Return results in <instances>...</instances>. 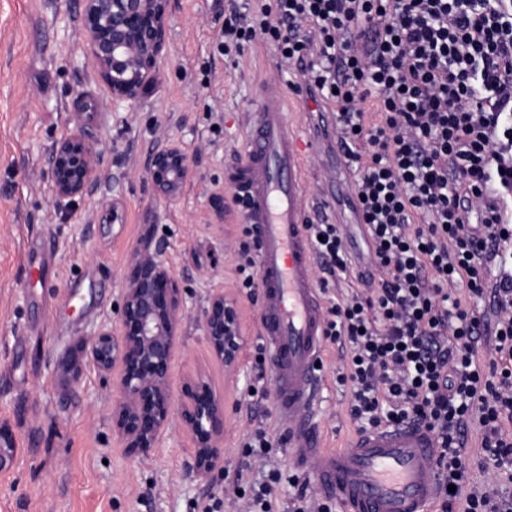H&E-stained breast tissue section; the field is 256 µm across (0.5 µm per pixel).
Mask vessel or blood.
Instances as JSON below:
<instances>
[{"mask_svg": "<svg viewBox=\"0 0 512 512\" xmlns=\"http://www.w3.org/2000/svg\"><path fill=\"white\" fill-rule=\"evenodd\" d=\"M333 124L332 114H323L319 130L300 140L281 88L262 86L246 133L244 174L234 185L247 223L259 227L260 339L274 412L295 468L311 474L320 494L335 500L341 512H430L444 486L435 438L423 425L362 431L350 447L335 451L318 447L312 431L325 387L324 311L303 230V158L309 150L329 157L333 169H345L346 153Z\"/></svg>", "mask_w": 512, "mask_h": 512, "instance_id": "1", "label": "vessel or blood"}]
</instances>
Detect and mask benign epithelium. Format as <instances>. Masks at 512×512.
Segmentation results:
<instances>
[{"label": "benign epithelium", "mask_w": 512, "mask_h": 512, "mask_svg": "<svg viewBox=\"0 0 512 512\" xmlns=\"http://www.w3.org/2000/svg\"><path fill=\"white\" fill-rule=\"evenodd\" d=\"M170 6L171 0H81L86 49L112 101H137L157 82L169 52ZM72 123L50 149L52 203L61 212L97 189L105 152L85 131L80 113ZM190 171L188 153L174 142L158 145L146 166L156 196L166 200L181 194ZM165 252V241L152 235L138 244L115 319L102 324L81 351L112 377V430L127 452L149 456L175 421L192 441L184 477L212 486L224 469V399L201 370L186 376L178 398L171 395V369L191 312ZM195 319L214 358L235 368L244 347L237 299L217 288ZM21 453L13 429L1 422L0 472L14 469Z\"/></svg>", "instance_id": "benign-epithelium-1"}]
</instances>
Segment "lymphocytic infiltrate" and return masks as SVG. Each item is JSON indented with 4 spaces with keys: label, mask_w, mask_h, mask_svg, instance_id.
Listing matches in <instances>:
<instances>
[{
    "label": "lymphocytic infiltrate",
    "mask_w": 512,
    "mask_h": 512,
    "mask_svg": "<svg viewBox=\"0 0 512 512\" xmlns=\"http://www.w3.org/2000/svg\"><path fill=\"white\" fill-rule=\"evenodd\" d=\"M272 41L336 115L378 280L325 309V336L350 351L359 429L417 422L435 436L450 489L441 512H512L481 464L512 472V288L491 282L512 239V0H262L224 25L219 48ZM321 268L349 272L340 224L305 227ZM309 511L307 481L270 471L243 512H274L281 480Z\"/></svg>",
    "instance_id": "1"
}]
</instances>
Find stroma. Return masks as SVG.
Segmentation results:
<instances>
[{
  "instance_id": "stroma-1",
  "label": "stroma",
  "mask_w": 512,
  "mask_h": 512,
  "mask_svg": "<svg viewBox=\"0 0 512 512\" xmlns=\"http://www.w3.org/2000/svg\"><path fill=\"white\" fill-rule=\"evenodd\" d=\"M240 2L173 0L157 86L116 108L85 51L80 0H0V422L24 450L0 475V512H194L213 495L224 512H239L225 490L258 426L275 438L271 459L290 462L272 400L248 396L259 382L260 301L237 287L246 236L231 177L262 82L282 87L297 130L318 107L291 86L266 40L234 58L218 51L217 35ZM76 113L106 152L97 190L65 217L51 202L49 151ZM167 140L184 146L192 172L180 197L160 201L145 166ZM149 234L165 239L188 307L201 308L220 287L239 304L246 346L237 370L213 359L190 318L171 374L172 394L200 369L224 397V474L211 487L185 481L191 441L179 426L150 459L122 448L108 412L112 381L75 350L113 319L130 255ZM340 363L337 345L325 343L326 387L313 423L329 449L346 447L357 431Z\"/></svg>"
}]
</instances>
